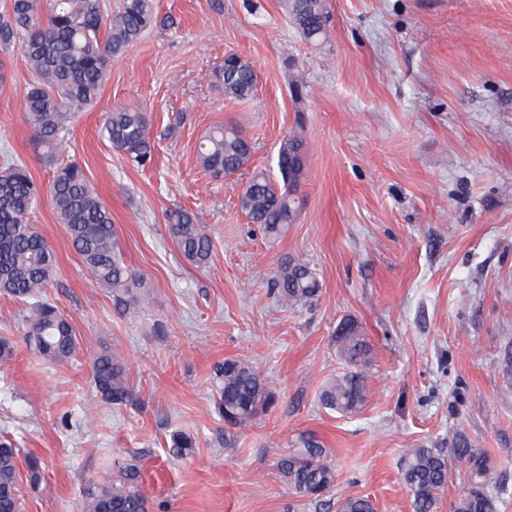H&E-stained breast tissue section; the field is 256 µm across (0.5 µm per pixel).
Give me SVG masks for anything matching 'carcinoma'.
Masks as SVG:
<instances>
[{"label":"carcinoma","mask_w":512,"mask_h":512,"mask_svg":"<svg viewBox=\"0 0 512 512\" xmlns=\"http://www.w3.org/2000/svg\"><path fill=\"white\" fill-rule=\"evenodd\" d=\"M295 28L314 46L327 40V0H288ZM157 25L154 0H123L116 13L105 0H11L0 13V49L16 51L32 73L23 108L35 144L52 152L70 132L80 112L98 99L109 76L112 58L124 54L151 27ZM218 83L224 96L247 99L256 89L254 71L233 61L223 62ZM243 131L233 124L212 128L198 150L200 166L215 178L231 176L244 168L250 151ZM101 137L121 151L127 161L144 167L152 160L145 114L126 108L114 110ZM302 141L289 138L281 145L277 167L280 179L256 171L240 194V206L251 223L268 236L279 235L298 216L295 193L304 171ZM47 200L60 223L67 226L70 242L87 274L112 289L123 312H134L149 298L151 285L126 263L116 237L112 214L91 186L82 166L59 163L48 187L34 180L23 163H0V294L26 305L21 335L41 358L67 361L77 340L58 308L41 300L44 288L56 275V253L46 238L27 223L28 213ZM166 225L183 259L203 265L212 253V240L200 224L183 210H171ZM271 287L278 300L290 308L314 303L321 283L315 269L304 260L287 259L274 273ZM337 342L350 370L328 382L320 393L323 408L352 415L367 395L369 344L352 322L340 325ZM96 395L112 405H124L132 396L123 366L110 354L92 362ZM214 406L224 424L243 428L266 410L273 395L255 367L241 358H226L215 368ZM193 437L182 431L170 436L169 454L192 455ZM454 461L466 464L474 481L459 498L455 512H497L499 498L485 490L488 460L464 441H455ZM29 482L41 479V461L34 455L20 459L9 440L0 441V512H20L18 486L21 467ZM451 461L439 448L419 445L404 450L401 476L411 497L413 512H436L441 492L448 485ZM276 468L288 492L299 499L317 501L334 485L335 476L327 448L311 433H303L294 449L279 455ZM84 512H150L141 489V467L136 461L121 463L112 478L88 496ZM336 512H375L367 497L336 501Z\"/></svg>","instance_id":"obj_1"}]
</instances>
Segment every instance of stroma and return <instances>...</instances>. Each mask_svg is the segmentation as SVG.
<instances>
[{"label": "stroma", "mask_w": 512, "mask_h": 512, "mask_svg": "<svg viewBox=\"0 0 512 512\" xmlns=\"http://www.w3.org/2000/svg\"><path fill=\"white\" fill-rule=\"evenodd\" d=\"M327 43L314 47L285 0H155L174 27H155L113 58L100 95L54 163H79L131 268L152 285L139 316L94 283L48 203L30 221L53 246L44 298L73 327L74 356L38 357L18 330L24 306L0 295V436L42 461L23 482L22 512H81L115 462L135 459L152 512H288L274 465L299 434L329 450L336 480L323 508L369 497L376 512H412L403 449L447 448L462 432L489 458L488 487L512 512V0H328ZM254 67L245 100L215 78L225 55ZM0 152L48 183L54 163L31 141L22 97L31 73L0 51ZM144 113L152 162L129 166L100 136L107 113ZM239 124L254 151L216 180L197 162L215 125ZM302 140V208L281 236L251 224L239 195L253 170L277 171L281 142ZM210 235L209 261L187 264L166 234L170 209ZM314 267L312 305L281 306L270 280L284 258ZM357 324L371 344L367 398L343 416L319 403L346 371L336 332ZM124 364L127 404L101 402L91 360ZM249 360L275 395L247 427L226 431L213 369ZM197 442L168 454L172 431Z\"/></svg>", "instance_id": "obj_1"}]
</instances>
